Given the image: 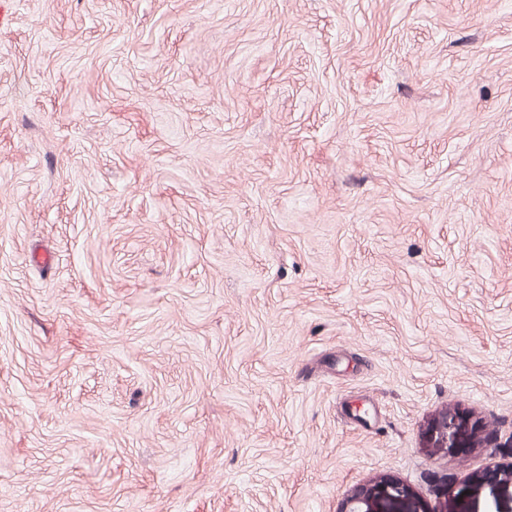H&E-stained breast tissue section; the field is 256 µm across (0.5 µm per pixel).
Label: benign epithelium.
I'll return each instance as SVG.
<instances>
[{
    "instance_id": "obj_1",
    "label": "benign epithelium",
    "mask_w": 512,
    "mask_h": 512,
    "mask_svg": "<svg viewBox=\"0 0 512 512\" xmlns=\"http://www.w3.org/2000/svg\"><path fill=\"white\" fill-rule=\"evenodd\" d=\"M427 436L435 451L478 448L490 442L481 420L458 410L436 417ZM457 503L465 504L468 512H512V469L476 476L464 494L452 499V504ZM342 512H427V508L399 482L380 477L357 489Z\"/></svg>"
}]
</instances>
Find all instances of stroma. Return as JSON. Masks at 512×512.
Wrapping results in <instances>:
<instances>
[{
  "label": "stroma",
  "mask_w": 512,
  "mask_h": 512,
  "mask_svg": "<svg viewBox=\"0 0 512 512\" xmlns=\"http://www.w3.org/2000/svg\"><path fill=\"white\" fill-rule=\"evenodd\" d=\"M511 434L512 0H0V512H438ZM481 420L467 412L448 410L436 417L427 428L429 448L448 452L478 448L490 442ZM425 504L406 487L380 477L357 489L340 512H427Z\"/></svg>",
  "instance_id": "obj_1"
}]
</instances>
